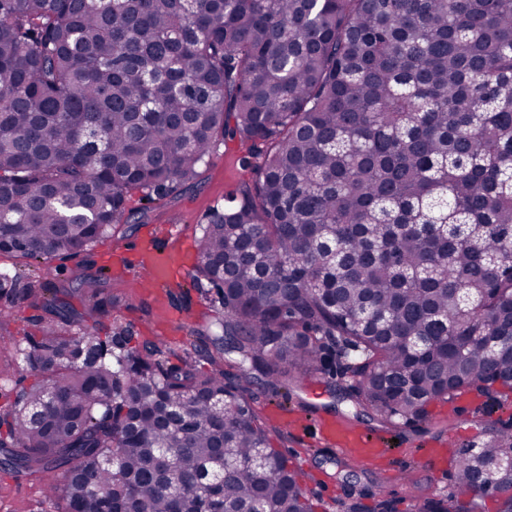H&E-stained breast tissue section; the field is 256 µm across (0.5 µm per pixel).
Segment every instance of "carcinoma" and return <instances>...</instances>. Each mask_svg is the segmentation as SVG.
Here are the masks:
<instances>
[{
	"label": "carcinoma",
	"instance_id": "1",
	"mask_svg": "<svg viewBox=\"0 0 512 512\" xmlns=\"http://www.w3.org/2000/svg\"><path fill=\"white\" fill-rule=\"evenodd\" d=\"M234 139L256 179L205 216L193 276L215 337L101 336L102 278L0 273L54 316L18 343L0 470L55 476V512H315L244 371L276 397L336 338L344 398L387 423L508 407L512 0H0V254L85 252ZM511 455L507 432L459 446L421 512H512V469L479 470Z\"/></svg>",
	"mask_w": 512,
	"mask_h": 512
}]
</instances>
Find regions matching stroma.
Here are the masks:
<instances>
[{"mask_svg":"<svg viewBox=\"0 0 512 512\" xmlns=\"http://www.w3.org/2000/svg\"><path fill=\"white\" fill-rule=\"evenodd\" d=\"M246 152V144L240 141L223 142L201 167L195 183L179 188L162 201L148 202L141 193H133L128 206L135 211V220L126 223L115 236L97 241L87 254L46 262L1 254L0 271L17 275L24 285L49 281L59 286L79 274L106 273V286L120 301L115 318L136 340H149L166 350L182 349L191 330L217 333L213 307L193 280L198 240L204 214L213 206L223 205L229 194L251 180V171L239 164ZM145 240L152 241L159 250L185 255L187 267L174 271L169 292L132 285L139 271L125 266L122 256ZM44 315V310L26 300L0 301V316L9 321V335L0 339V406L10 403L17 382L15 342L37 333ZM341 385L340 377L320 374L290 394L271 400L264 396L259 376H252L249 384L256 396L255 408L271 430L272 445L287 455L290 465L315 478L316 512H340L354 484L369 491L362 500L364 507H371L375 495L381 493L398 498V512H416L418 496L446 492L453 473L449 464L437 471L420 464L414 456L420 444L450 437L477 448L498 424L494 415L474 422L467 400L460 399L452 410L443 403L433 405L428 423L420 429H394L381 423L375 414L342 400ZM309 409L317 416L343 419L383 436L389 442V457L344 467L341 456L312 433L293 429L296 416ZM350 476L355 479L351 485L346 482ZM0 512H53V506L45 497L43 482L16 479L0 471Z\"/></svg>","mask_w":512,"mask_h":512,"instance_id":"stroma-1","label":"stroma"}]
</instances>
